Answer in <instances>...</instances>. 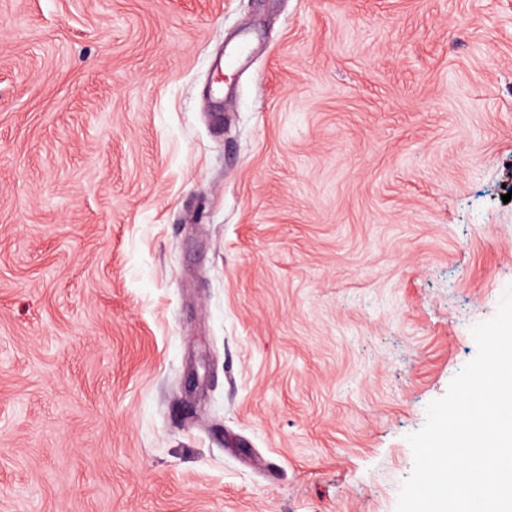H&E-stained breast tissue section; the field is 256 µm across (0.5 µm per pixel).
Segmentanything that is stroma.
<instances>
[{"instance_id":"stroma-1","label":"stroma","mask_w":512,"mask_h":512,"mask_svg":"<svg viewBox=\"0 0 512 512\" xmlns=\"http://www.w3.org/2000/svg\"><path fill=\"white\" fill-rule=\"evenodd\" d=\"M508 191L512 0H0V512H396Z\"/></svg>"}]
</instances>
